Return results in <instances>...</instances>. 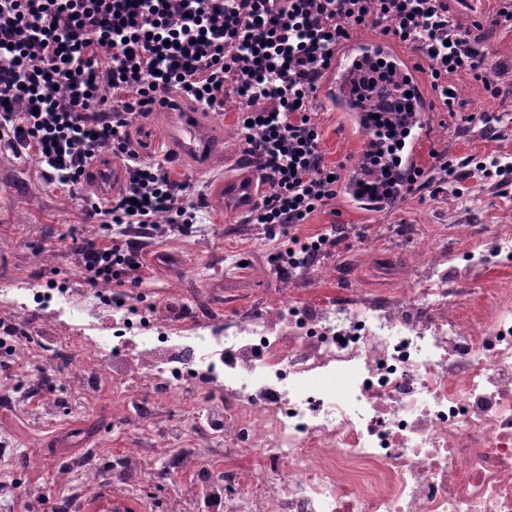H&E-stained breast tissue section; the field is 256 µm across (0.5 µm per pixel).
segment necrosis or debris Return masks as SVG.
<instances>
[{"label": "necrosis or debris", "instance_id": "4bbe7bcc", "mask_svg": "<svg viewBox=\"0 0 512 512\" xmlns=\"http://www.w3.org/2000/svg\"><path fill=\"white\" fill-rule=\"evenodd\" d=\"M408 251L389 291L343 289L317 305L260 299L234 316L150 300L125 303L115 342L91 306L64 301L67 332L32 336L33 298L0 293L20 366L67 357L78 342L109 351L132 415L155 405L192 410L193 440L176 423L153 437L171 468L198 470L206 449L256 460L196 487L218 488L224 512H512V287L489 288L472 314V285L512 254V227L488 245L460 234Z\"/></svg>", "mask_w": 512, "mask_h": 512}]
</instances>
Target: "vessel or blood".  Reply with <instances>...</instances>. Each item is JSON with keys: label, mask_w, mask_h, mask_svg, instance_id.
I'll return each mask as SVG.
<instances>
[{"label": "vessel or blood", "mask_w": 512, "mask_h": 512, "mask_svg": "<svg viewBox=\"0 0 512 512\" xmlns=\"http://www.w3.org/2000/svg\"><path fill=\"white\" fill-rule=\"evenodd\" d=\"M376 54L394 56L401 71L407 73L411 70L408 57L393 53L388 43L378 40L354 41L337 48L334 63L320 86L327 102L346 114L351 123L361 130L366 127V112L356 105L352 89L359 77L360 62ZM159 114L162 125L158 137L165 142L169 152L196 174L210 172L216 160L224 155V139L216 123L198 108L183 104L161 108ZM416 126L418 132L410 143L405 159V166L409 169L421 167L424 163L422 142L428 130L425 112H418ZM90 176L98 194L102 196L112 195L122 182L120 166L105 158L92 164ZM257 180L258 171L251 166L244 172L214 181L211 194L215 203L225 206L227 214L236 218L248 212L258 201ZM85 508L87 512H138L140 505L105 488L94 493Z\"/></svg>", "instance_id": "b4317fda"}]
</instances>
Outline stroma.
Listing matches in <instances>:
<instances>
[{"label": "stroma", "mask_w": 512, "mask_h": 512, "mask_svg": "<svg viewBox=\"0 0 512 512\" xmlns=\"http://www.w3.org/2000/svg\"><path fill=\"white\" fill-rule=\"evenodd\" d=\"M478 36L496 70L497 92L487 91L481 82L460 74L449 80L455 99L447 107L434 98L429 85H422L429 104V157L424 168L429 186L408 195L395 209L369 218L361 217L341 193L315 211L298 234L309 237L333 226L340 228L344 238L329 258L337 264L341 277L309 280L302 297L330 301L342 289L372 287L369 273L376 260L365 252L364 245L386 232L398 237L412 232L415 245L423 247L433 243L436 236H452L457 224L467 225L477 240L493 226H512V185H498L475 168L476 162L495 158L512 162V27L485 28ZM214 120L224 137L225 155L215 164L211 177L229 176L243 165L240 112L230 102ZM312 120L326 163L348 173L362 151V141L355 132L344 130L326 101H319ZM488 121L496 128L495 135L484 133ZM442 155L452 158L462 175L459 193L445 190L439 181L438 158ZM167 169L171 179L191 182V199L199 207L198 222L191 232L147 241L136 282L124 286L127 298L138 301L148 295L161 304L179 292L184 301L203 310L219 303L230 316L249 299L279 294L283 280L267 273L266 267L288 247L287 235L279 232L267 236L247 219H228L211 199L210 177L192 173L173 157L168 159ZM45 170L35 153L18 156L0 148V291L26 283L34 288L58 286L80 296L91 295L66 239L106 235L105 227L86 221L85 207L91 201L104 207L108 201L97 194L86 197L83 189L51 182ZM242 261L254 270V277L225 282L231 263ZM94 359L93 349L77 348L63 372L54 373L51 384L41 385L39 379L45 371L35 370L24 403L17 405L0 398V434L12 443L11 453L0 456V473H6L10 481L8 494L0 495V512H42L45 497L57 512H71L72 488L58 481L56 475L71 467L72 456L54 451L52 444L59 435L81 429L94 419L103 424L101 433L90 442L99 486L111 485L113 460L133 452L145 470L158 471L163 494L174 493L189 500V512H205L203 502L194 495L195 478L164 471L155 450L143 440L138 423L127 419L124 400L114 390L110 376H103L91 396L78 399L76 378ZM75 399L83 406L78 415L68 410Z\"/></svg>", "instance_id": "1"}]
</instances>
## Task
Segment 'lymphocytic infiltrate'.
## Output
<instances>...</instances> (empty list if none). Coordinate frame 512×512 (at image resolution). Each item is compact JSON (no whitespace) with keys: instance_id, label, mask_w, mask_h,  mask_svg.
Masks as SVG:
<instances>
[{"instance_id":"lymphocytic-infiltrate-1","label":"lymphocytic infiltrate","mask_w":512,"mask_h":512,"mask_svg":"<svg viewBox=\"0 0 512 512\" xmlns=\"http://www.w3.org/2000/svg\"><path fill=\"white\" fill-rule=\"evenodd\" d=\"M367 26L417 53V69L442 102L457 73L495 87L487 52L449 16L448 0H0V145L35 150L49 178L71 188L103 151L122 157V192L87 211L117 233L69 243L86 285L120 284L141 265V240L197 220L189 183L172 180L163 162L140 160L132 118L163 94L205 112L235 102L242 152L265 186L250 219L293 232L292 247L277 256L287 274L340 240L295 231L337 194L311 114L337 47ZM380 88L391 101L367 124L360 187L390 206L419 178L402 170L417 103L408 76L372 57L355 92L365 102Z\"/></svg>"}]
</instances>
